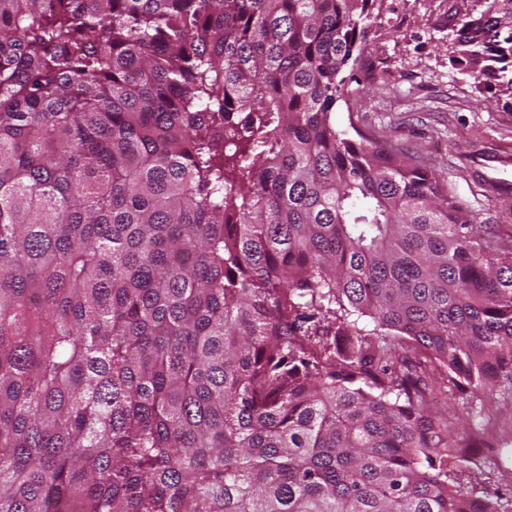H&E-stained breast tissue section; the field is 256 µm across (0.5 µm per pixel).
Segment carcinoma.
Here are the masks:
<instances>
[{
    "label": "carcinoma",
    "instance_id": "carcinoma-1",
    "mask_svg": "<svg viewBox=\"0 0 512 512\" xmlns=\"http://www.w3.org/2000/svg\"><path fill=\"white\" fill-rule=\"evenodd\" d=\"M375 2L0 0V512H498L423 374L512 390V245L336 128Z\"/></svg>",
    "mask_w": 512,
    "mask_h": 512
}]
</instances>
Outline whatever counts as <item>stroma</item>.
I'll return each mask as SVG.
<instances>
[{"label":"stroma","instance_id":"1","mask_svg":"<svg viewBox=\"0 0 512 512\" xmlns=\"http://www.w3.org/2000/svg\"><path fill=\"white\" fill-rule=\"evenodd\" d=\"M487 0H376L360 66L347 70L333 117L342 130L408 152L463 210L512 244V91L475 82L449 61L456 14L480 17ZM426 404L458 416L481 441L477 489L512 512V396L469 406L430 387Z\"/></svg>","mask_w":512,"mask_h":512}]
</instances>
